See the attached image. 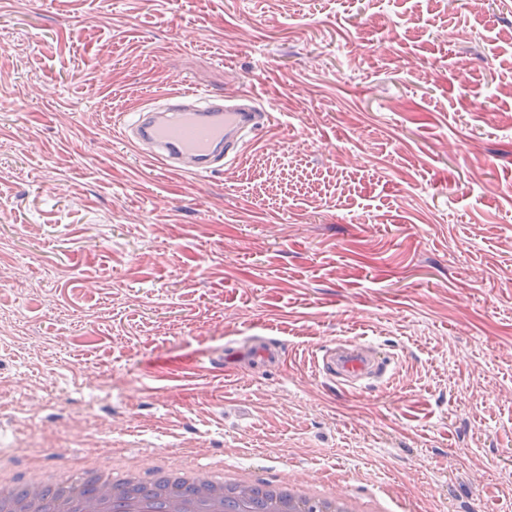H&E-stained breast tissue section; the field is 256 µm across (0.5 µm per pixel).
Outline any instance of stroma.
Returning <instances> with one entry per match:
<instances>
[{"label":"stroma","instance_id":"obj_1","mask_svg":"<svg viewBox=\"0 0 512 512\" xmlns=\"http://www.w3.org/2000/svg\"><path fill=\"white\" fill-rule=\"evenodd\" d=\"M252 91L192 175L129 112ZM0 469L108 455L512 512V0H0ZM265 336L282 361L227 346ZM394 358L351 391L332 343Z\"/></svg>","mask_w":512,"mask_h":512}]
</instances>
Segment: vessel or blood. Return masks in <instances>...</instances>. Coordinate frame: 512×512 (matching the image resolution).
Masks as SVG:
<instances>
[{
    "mask_svg": "<svg viewBox=\"0 0 512 512\" xmlns=\"http://www.w3.org/2000/svg\"><path fill=\"white\" fill-rule=\"evenodd\" d=\"M269 123V112L250 92L225 95L186 89L167 95L164 104L134 111L124 138L133 148L152 145V160L166 167L200 174L239 159L256 131ZM321 362L323 370L352 380L385 376L389 366L388 357L364 353L356 340L338 343Z\"/></svg>",
    "mask_w": 512,
    "mask_h": 512,
    "instance_id": "b4317fda",
    "label": "vessel or blood"
}]
</instances>
